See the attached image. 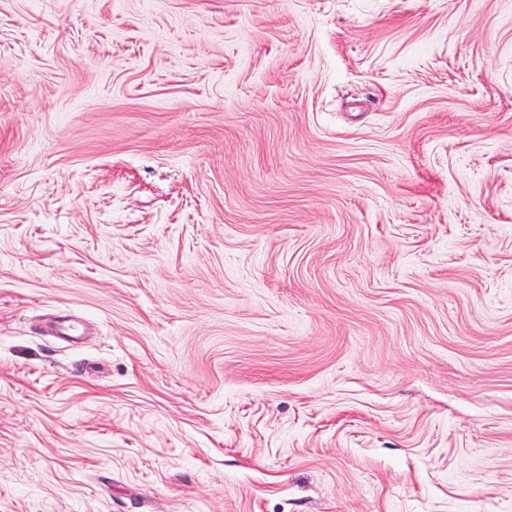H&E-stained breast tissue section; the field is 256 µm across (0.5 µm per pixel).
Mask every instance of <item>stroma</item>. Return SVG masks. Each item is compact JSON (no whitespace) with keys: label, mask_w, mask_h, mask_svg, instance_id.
<instances>
[{"label":"stroma","mask_w":512,"mask_h":512,"mask_svg":"<svg viewBox=\"0 0 512 512\" xmlns=\"http://www.w3.org/2000/svg\"><path fill=\"white\" fill-rule=\"evenodd\" d=\"M0 512H512V0H0Z\"/></svg>","instance_id":"35a3bbf8"}]
</instances>
